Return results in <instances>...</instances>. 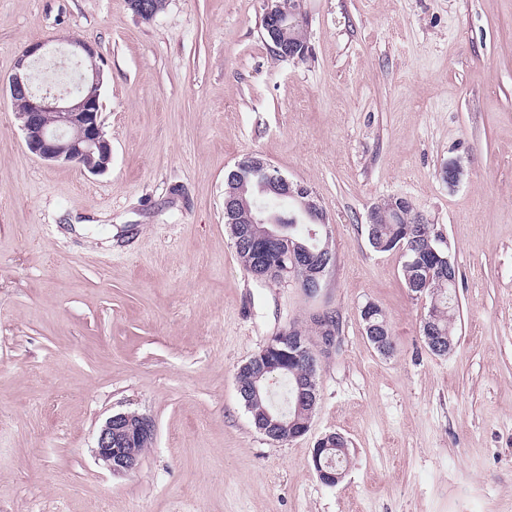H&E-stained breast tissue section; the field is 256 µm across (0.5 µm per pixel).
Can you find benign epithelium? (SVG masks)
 Returning a JSON list of instances; mask_svg holds the SVG:
<instances>
[{"mask_svg": "<svg viewBox=\"0 0 512 512\" xmlns=\"http://www.w3.org/2000/svg\"><path fill=\"white\" fill-rule=\"evenodd\" d=\"M263 28L268 45L273 54L289 58H300L308 46L297 42L298 32L305 30L300 0L286 6L281 0H266ZM65 54L76 60L78 76L74 88L53 92L42 90L35 84L37 66L57 50L48 41H37L23 50L16 62L15 71L7 80L0 83V92L11 101L21 98L25 110L17 113L24 133L28 150L50 164H75L88 172H105L112 162V146L101 121L100 88L102 71L97 64L99 53L91 43L77 40L69 43ZM253 179L251 184L259 194L266 196H288L298 205L299 213L306 224H324L326 215L323 207L310 188L293 182L276 172V168L262 159L251 161ZM246 183H234L224 196V213L230 215L237 209L241 196L246 192ZM251 223L265 224L267 228L258 240L275 243L283 239L282 226L263 209L252 212ZM332 249L329 242L319 243L309 248L295 243L288 248V260L295 271H317L316 285L305 289L312 297L322 288L328 267L332 263ZM313 323L320 335L323 347L327 348L336 340V332L327 322L325 314H316ZM426 342L436 355H446L453 348V340L425 331ZM285 343L288 356L302 359L311 367H316L317 357L310 337L303 335L302 329L293 327L288 334L273 337L261 350V361L266 370L274 371L283 367L279 359L277 343ZM300 402L296 411L308 409L314 415L318 404V391L310 384L299 386ZM153 421L144 414L118 412L108 417L100 427L97 436L96 455L98 460L113 474H125L135 470L139 458L128 449L139 441L154 439ZM336 434L329 433L320 438L312 450L311 460L321 483L327 487L338 485L344 474L326 464L325 458L332 451Z\"/></svg>", "mask_w": 512, "mask_h": 512, "instance_id": "benign-epithelium-1", "label": "benign epithelium"}]
</instances>
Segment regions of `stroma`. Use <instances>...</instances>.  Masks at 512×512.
Instances as JSON below:
<instances>
[{
  "mask_svg": "<svg viewBox=\"0 0 512 512\" xmlns=\"http://www.w3.org/2000/svg\"><path fill=\"white\" fill-rule=\"evenodd\" d=\"M266 0H0V79L30 43L102 56V174L26 147L0 97V512H512V0H302L309 49L281 61ZM248 155L307 185L334 265L321 292L258 282L224 224ZM461 168L448 184V165ZM408 199L458 268L457 342L426 347L429 301L372 204ZM379 307L395 350L367 339ZM335 312L308 432L252 424L235 374L275 335ZM155 423L136 471L94 456L118 411ZM348 440L342 482L311 462ZM334 440H336V433L326 434L317 441L311 455L314 470L321 483L327 487H334L343 480L344 474L340 470L344 471L346 469L348 461L347 453L331 448ZM322 445L325 448H321ZM330 451H332V462L337 469L329 467L325 462V458Z\"/></svg>",
  "mask_w": 512,
  "mask_h": 512,
  "instance_id": "obj_1",
  "label": "stroma"
}]
</instances>
